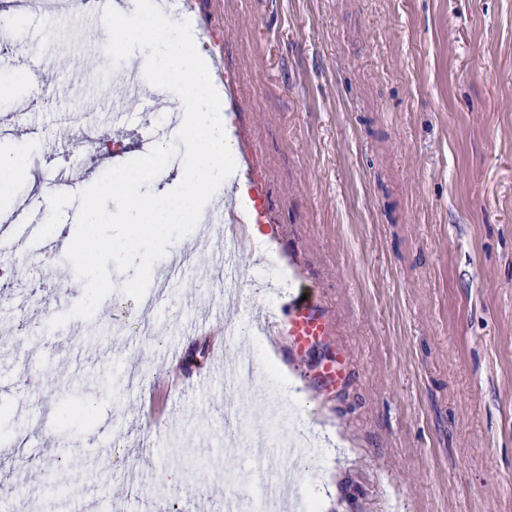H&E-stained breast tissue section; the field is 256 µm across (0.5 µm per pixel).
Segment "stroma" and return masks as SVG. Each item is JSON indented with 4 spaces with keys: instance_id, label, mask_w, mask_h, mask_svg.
<instances>
[{
    "instance_id": "35a3bbf8",
    "label": "stroma",
    "mask_w": 512,
    "mask_h": 512,
    "mask_svg": "<svg viewBox=\"0 0 512 512\" xmlns=\"http://www.w3.org/2000/svg\"><path fill=\"white\" fill-rule=\"evenodd\" d=\"M8 2L23 54L0 66V149L31 155L24 177L0 179V209L47 208L62 181L92 184L175 142L150 84L114 121L125 87L102 78L100 12ZM156 2L205 30L210 73L237 85L221 102L249 151L229 184L265 186L237 302L224 307L207 273L223 229L194 231L154 264L141 301L111 272L91 319L37 336L84 284L63 250L0 227V303L13 306L0 314V505L216 512L227 486L256 495L260 473L296 481L294 512H512V0ZM33 263L43 276L27 277ZM306 291L346 353L333 386L318 378L323 349L292 359L260 329ZM204 313L209 330L184 335ZM228 320L245 335L221 348L212 333ZM245 348L260 358L253 380L204 383ZM174 378L166 412L145 417L141 398ZM258 409L279 414L294 452H255L241 419Z\"/></svg>"
}]
</instances>
